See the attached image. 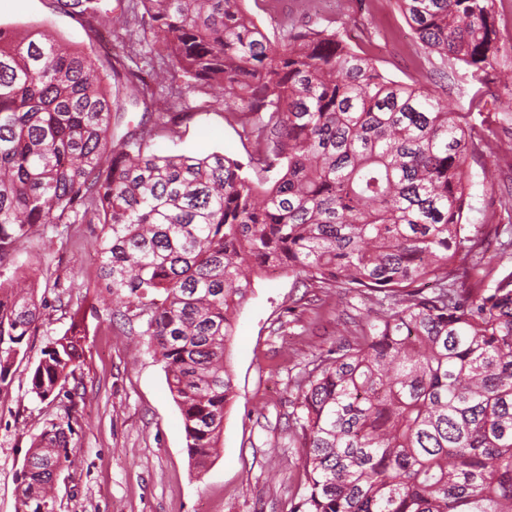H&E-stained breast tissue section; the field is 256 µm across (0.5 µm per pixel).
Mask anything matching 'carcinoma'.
Wrapping results in <instances>:
<instances>
[{
	"label": "carcinoma",
	"instance_id": "1",
	"mask_svg": "<svg viewBox=\"0 0 512 512\" xmlns=\"http://www.w3.org/2000/svg\"><path fill=\"white\" fill-rule=\"evenodd\" d=\"M243 2L57 0L90 32L131 42L149 27L193 87L220 85L215 104L255 131L256 178L217 151L149 152V130L112 144L129 104L174 132L166 69L147 84L43 31L0 28V391L48 309L33 277L5 275L17 243L39 226L100 224L95 287L142 320L136 335L164 364L197 470L235 396L236 313L254 279L288 273L389 300L295 386L305 481L289 512H512V266L477 288L455 266L477 247L463 223L469 113L388 78L328 26L275 45ZM397 4L439 74L463 68L477 98L491 82L512 88L495 0ZM80 312L69 308L29 368L41 401L79 367ZM71 431L52 419L32 436L16 512H55Z\"/></svg>",
	"mask_w": 512,
	"mask_h": 512
}]
</instances>
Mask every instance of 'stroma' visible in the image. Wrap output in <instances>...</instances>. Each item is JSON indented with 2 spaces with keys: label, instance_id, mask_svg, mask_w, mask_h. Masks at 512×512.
I'll list each match as a JSON object with an SVG mask.
<instances>
[{
  "label": "stroma",
  "instance_id": "1",
  "mask_svg": "<svg viewBox=\"0 0 512 512\" xmlns=\"http://www.w3.org/2000/svg\"><path fill=\"white\" fill-rule=\"evenodd\" d=\"M245 8L271 42H283L291 28L311 21L338 30L392 79H437L395 0H246ZM0 26L22 36L48 29L104 68L119 52L116 44L81 28L56 0H0ZM173 79L183 88L172 106L181 116L178 133L154 136L150 151L216 150L248 162L247 131L226 109L212 105L214 89L190 87L178 71ZM478 90L483 96L476 104ZM439 96L449 110L471 113L475 126L465 221L486 256L510 263L512 250L501 247L506 234L493 230L512 222V124L497 109L503 95L496 85L481 88L460 73ZM100 235V225L81 224L70 230L63 249L49 248L39 231L17 248L16 263L39 272L38 295L49 309L27 338V358L16 364L13 383L0 391V512H15L16 476L31 434L64 416L71 419L76 462L57 476L56 512H288L304 483V451L288 441L294 383L309 361L373 317L375 298L309 287L284 273L256 279L236 316L226 356L236 395L224 414L220 447L200 473L189 459L162 363L136 346L135 336L112 316L118 301L94 285ZM48 269L60 275V285L43 278ZM75 303L82 306L86 333L80 365L66 395L35 400L27 392L29 367L48 340L67 328V307Z\"/></svg>",
  "mask_w": 512,
  "mask_h": 512
}]
</instances>
